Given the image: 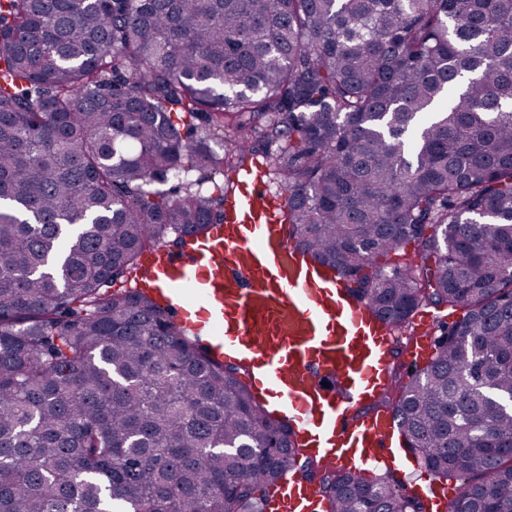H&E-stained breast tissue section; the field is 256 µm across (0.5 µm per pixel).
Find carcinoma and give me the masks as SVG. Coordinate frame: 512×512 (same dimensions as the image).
I'll use <instances>...</instances> for the list:
<instances>
[{
	"label": "carcinoma",
	"mask_w": 512,
	"mask_h": 512,
	"mask_svg": "<svg viewBox=\"0 0 512 512\" xmlns=\"http://www.w3.org/2000/svg\"><path fill=\"white\" fill-rule=\"evenodd\" d=\"M256 158L380 318L463 310L393 413L449 512H512V0H0V512H265L312 480L239 370L125 287ZM318 482L326 512H422Z\"/></svg>",
	"instance_id": "carcinoma-1"
}]
</instances>
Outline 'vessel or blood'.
<instances>
[{
    "instance_id": "1",
    "label": "vessel or blood",
    "mask_w": 512,
    "mask_h": 512,
    "mask_svg": "<svg viewBox=\"0 0 512 512\" xmlns=\"http://www.w3.org/2000/svg\"><path fill=\"white\" fill-rule=\"evenodd\" d=\"M282 190L243 174L223 223L189 247L158 249L140 278L179 325L207 337L217 357L243 361L258 397L287 411L307 457L363 474L394 468L393 413L371 405L390 384L395 329L350 299L327 267L288 239ZM317 490L284 479L267 512H323Z\"/></svg>"
}]
</instances>
